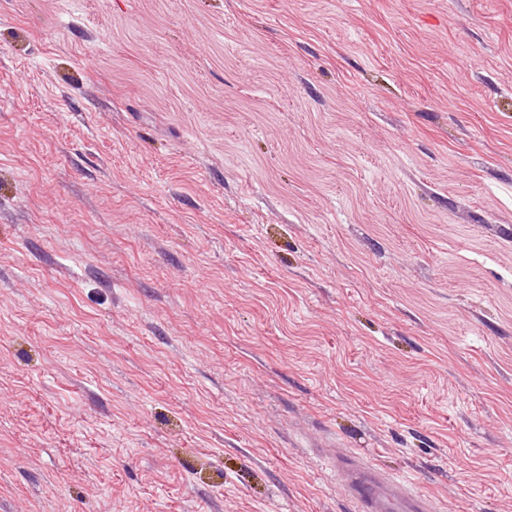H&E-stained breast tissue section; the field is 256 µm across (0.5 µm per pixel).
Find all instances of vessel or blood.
<instances>
[{"label": "vessel or blood", "mask_w": 512, "mask_h": 512, "mask_svg": "<svg viewBox=\"0 0 512 512\" xmlns=\"http://www.w3.org/2000/svg\"><path fill=\"white\" fill-rule=\"evenodd\" d=\"M327 465L337 484L356 505V512H437L432 499L401 488L399 481L362 457L339 452Z\"/></svg>", "instance_id": "vessel-or-blood-1"}]
</instances>
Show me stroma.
I'll list each match as a JSON object with an SVG mask.
<instances>
[{
	"label": "stroma",
	"instance_id": "obj_1",
	"mask_svg": "<svg viewBox=\"0 0 512 512\" xmlns=\"http://www.w3.org/2000/svg\"><path fill=\"white\" fill-rule=\"evenodd\" d=\"M512 512V0H0V512ZM336 483L356 505L357 512H437L432 499L401 488L399 481L351 452L327 458Z\"/></svg>",
	"mask_w": 512,
	"mask_h": 512
}]
</instances>
